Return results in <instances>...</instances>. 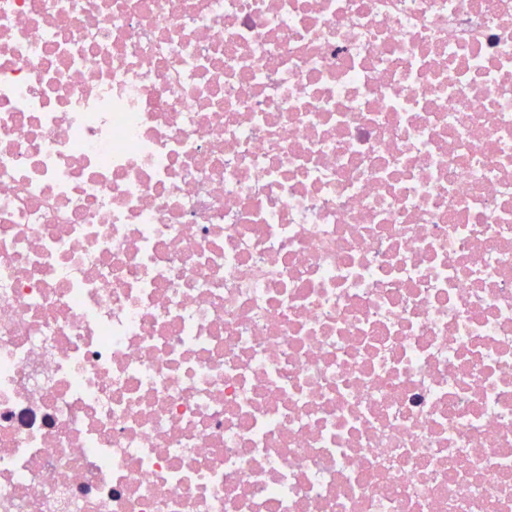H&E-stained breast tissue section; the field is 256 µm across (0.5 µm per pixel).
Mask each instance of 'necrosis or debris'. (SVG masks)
Returning <instances> with one entry per match:
<instances>
[{"label": "necrosis or debris", "instance_id": "necrosis-or-debris-1", "mask_svg": "<svg viewBox=\"0 0 512 512\" xmlns=\"http://www.w3.org/2000/svg\"><path fill=\"white\" fill-rule=\"evenodd\" d=\"M0 512H512V0H0Z\"/></svg>", "mask_w": 512, "mask_h": 512}]
</instances>
